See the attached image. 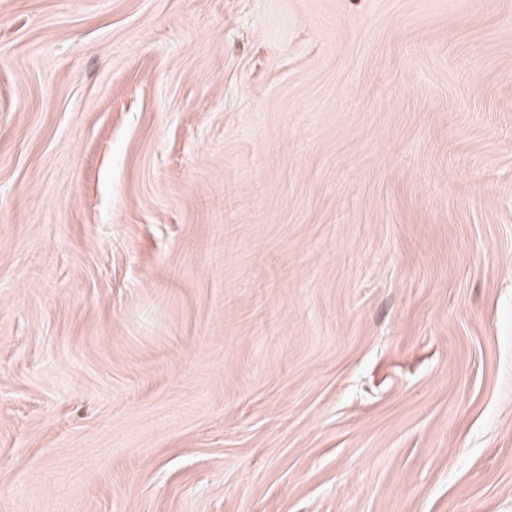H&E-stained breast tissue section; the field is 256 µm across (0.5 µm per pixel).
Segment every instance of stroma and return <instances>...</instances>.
I'll use <instances>...</instances> for the list:
<instances>
[{"instance_id": "1", "label": "stroma", "mask_w": 512, "mask_h": 512, "mask_svg": "<svg viewBox=\"0 0 512 512\" xmlns=\"http://www.w3.org/2000/svg\"><path fill=\"white\" fill-rule=\"evenodd\" d=\"M0 512H512V0H0Z\"/></svg>"}]
</instances>
